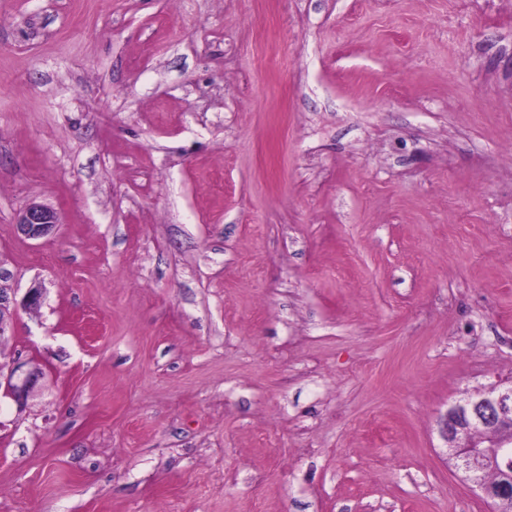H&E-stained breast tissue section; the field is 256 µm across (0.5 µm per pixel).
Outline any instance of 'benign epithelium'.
Wrapping results in <instances>:
<instances>
[{"mask_svg": "<svg viewBox=\"0 0 512 512\" xmlns=\"http://www.w3.org/2000/svg\"><path fill=\"white\" fill-rule=\"evenodd\" d=\"M60 223L58 213L37 202L30 203L17 217L18 232L28 239L48 236ZM43 289L33 286L20 299L5 288L0 289V343L18 309L41 306ZM42 374L32 361L0 362V379L6 378L5 391L18 405H23ZM448 445V458L463 473V480L479 489L496 505L512 503V479L491 485L483 474L498 470L502 461L512 457V382L489 386L468 394L448 407L442 424Z\"/></svg>", "mask_w": 512, "mask_h": 512, "instance_id": "1", "label": "benign epithelium"}]
</instances>
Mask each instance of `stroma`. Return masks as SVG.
I'll return each instance as SVG.
<instances>
[{
    "instance_id": "obj_1",
    "label": "stroma",
    "mask_w": 512,
    "mask_h": 512,
    "mask_svg": "<svg viewBox=\"0 0 512 512\" xmlns=\"http://www.w3.org/2000/svg\"><path fill=\"white\" fill-rule=\"evenodd\" d=\"M510 147L512 0H0V512H492ZM18 232L28 239L48 236L60 224L58 213L51 207L37 202L30 203L17 217ZM42 300L43 289L39 286L29 288L20 301L17 300L15 292L9 293L7 288L0 289V344L9 337L6 333L18 309L29 310L40 307ZM8 366L5 378V391L18 406L22 407L28 394L33 389L42 374L41 368L33 361H20L12 359L8 364L0 361V388L2 387L3 369ZM20 373L19 375H17ZM16 378V381L14 379ZM509 383L508 385H504ZM475 433L485 437L474 438ZM448 458L463 480L495 505L512 503V479L491 485L485 472H496L512 455V382H500L468 394L449 406L442 424Z\"/></svg>"
}]
</instances>
